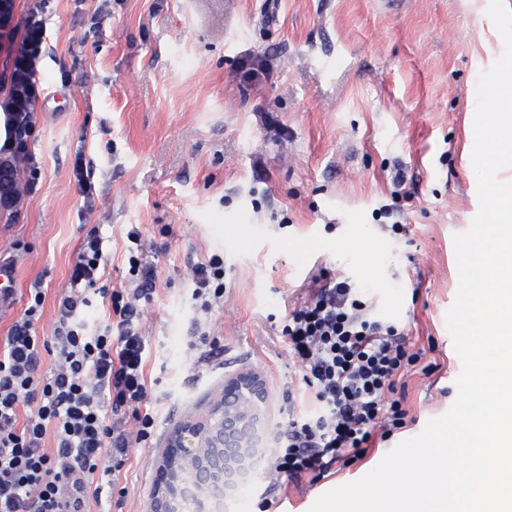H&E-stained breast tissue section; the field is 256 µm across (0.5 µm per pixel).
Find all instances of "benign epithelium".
<instances>
[{"label": "benign epithelium", "mask_w": 512, "mask_h": 512, "mask_svg": "<svg viewBox=\"0 0 512 512\" xmlns=\"http://www.w3.org/2000/svg\"><path fill=\"white\" fill-rule=\"evenodd\" d=\"M268 391L256 370L238 372L204 417L174 429L159 467L150 512H217L218 503L250 473L267 428Z\"/></svg>", "instance_id": "benign-epithelium-1"}]
</instances>
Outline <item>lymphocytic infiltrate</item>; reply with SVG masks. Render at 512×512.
<instances>
[{
	"label": "lymphocytic infiltrate",
	"instance_id": "f902f5d3",
	"mask_svg": "<svg viewBox=\"0 0 512 512\" xmlns=\"http://www.w3.org/2000/svg\"><path fill=\"white\" fill-rule=\"evenodd\" d=\"M131 295L112 291V320L91 327L85 311L105 274L104 239L89 231L78 246L70 289L55 309L54 336H38L45 293L33 283L22 317L0 344V512H90L112 478V460L153 437L139 296L155 269L139 230L126 234ZM201 310L224 296V259L194 263ZM280 333L300 364L312 416L278 430L266 463V495L348 465L376 447L408 416L405 379L422 358L395 323L348 278L319 269Z\"/></svg>",
	"mask_w": 512,
	"mask_h": 512
}]
</instances>
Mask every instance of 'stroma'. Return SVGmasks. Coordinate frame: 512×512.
Listing matches in <instances>:
<instances>
[{
	"mask_svg": "<svg viewBox=\"0 0 512 512\" xmlns=\"http://www.w3.org/2000/svg\"><path fill=\"white\" fill-rule=\"evenodd\" d=\"M489 0H14L19 24L45 31L28 167L0 256L15 263L0 340L42 279L38 333L91 227L105 239L110 286L128 275L126 232L156 266L141 300L155 417L152 445L129 448L101 512H149L175 425L207 414L225 378L262 373L268 428L312 413L289 399L299 368L282 317L324 268L364 288L404 328L431 374L406 380L405 426L362 461L283 484L262 508L260 476L223 512H309L323 493L373 470L442 415L461 364L446 325L458 273L453 237L478 211L471 154L479 76L503 50ZM268 57L259 86L240 83L246 53ZM96 189L87 208L73 178ZM406 193L394 196L395 166ZM397 203L406 235L373 212ZM224 258V297L192 298L189 265Z\"/></svg>",
	"mask_w": 512,
	"mask_h": 512,
	"instance_id": "1",
	"label": "stroma"
}]
</instances>
